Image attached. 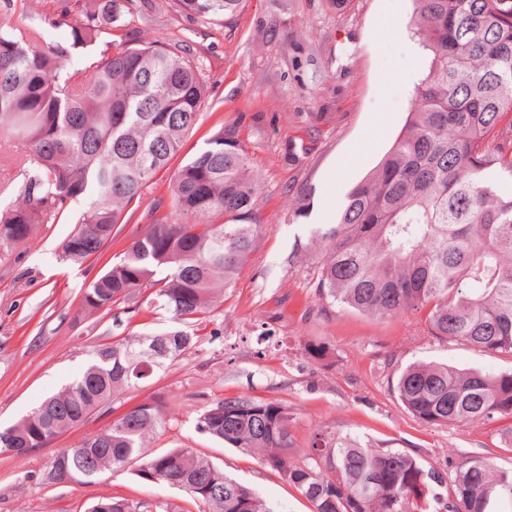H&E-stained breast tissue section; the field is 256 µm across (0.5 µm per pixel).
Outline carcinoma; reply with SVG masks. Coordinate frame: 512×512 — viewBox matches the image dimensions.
<instances>
[{"label":"carcinoma","instance_id":"obj_1","mask_svg":"<svg viewBox=\"0 0 512 512\" xmlns=\"http://www.w3.org/2000/svg\"><path fill=\"white\" fill-rule=\"evenodd\" d=\"M133 0H55L51 24L87 47L135 22ZM246 0H174L181 13L214 22ZM411 39L429 51L413 108L391 150L352 186L336 222L315 235V291L326 301L376 317L424 314L422 332L512 358V0H413ZM42 27L0 0V135L31 170L21 201L0 204V241H28L81 198L91 200L62 243L75 264L101 254L127 207L194 134L207 86L179 43L108 41L87 74L63 52L38 46ZM258 180L235 126L216 130L170 178L169 212L135 239L82 297L106 312L162 283L144 299L173 326L152 336L103 343L87 368L17 423L0 427V452L43 448L84 423L119 389L130 388L195 344L183 326L206 318L255 247ZM224 216V221L216 217ZM396 398L416 421L464 427L512 420V371L489 375L441 363L393 370ZM288 408L226 398L203 410L196 429L253 451L294 487L311 512H512V467L470 455L434 465L416 452L323 432L311 451H293ZM163 424L153 402L57 454L80 485L95 466L136 464L186 493L207 512H270L250 487L193 448L150 455ZM208 488L211 495L200 494ZM94 505L149 512L120 496Z\"/></svg>","mask_w":512,"mask_h":512}]
</instances>
